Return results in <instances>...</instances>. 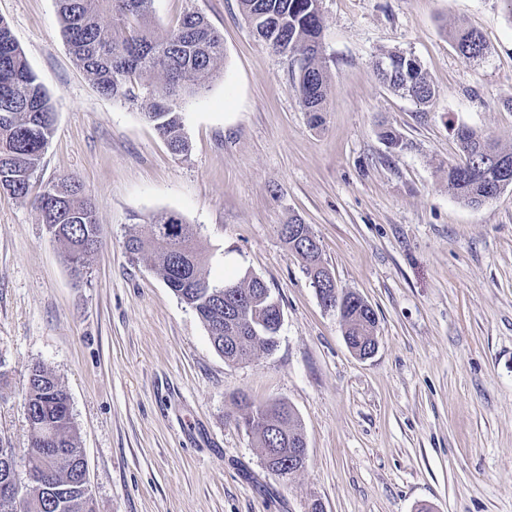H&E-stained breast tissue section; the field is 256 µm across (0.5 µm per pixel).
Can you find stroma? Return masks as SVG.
<instances>
[{"mask_svg":"<svg viewBox=\"0 0 512 512\" xmlns=\"http://www.w3.org/2000/svg\"><path fill=\"white\" fill-rule=\"evenodd\" d=\"M197 12L224 35L207 93L173 154L139 102L99 94L70 55L56 0H0L55 106L22 202L0 192V447L24 451L27 374L70 396L94 512H512V189L473 208L448 191L454 127L512 146V14L504 0H320L330 76L309 123L297 66L258 41L239 0H154L165 33ZM474 28L482 60L451 34ZM413 56L436 93L391 90L376 63ZM408 147L393 152L382 125ZM74 175L102 246L76 281L31 204ZM175 211L195 225L210 280L251 273L281 304L273 352L225 362L195 311L129 230ZM308 224L339 287L375 310L379 345L348 348L282 224ZM283 401L304 468L269 472L240 398Z\"/></svg>","mask_w":512,"mask_h":512,"instance_id":"obj_1","label":"stroma"}]
</instances>
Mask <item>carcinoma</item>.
Returning <instances> with one entry per match:
<instances>
[{
  "mask_svg": "<svg viewBox=\"0 0 512 512\" xmlns=\"http://www.w3.org/2000/svg\"><path fill=\"white\" fill-rule=\"evenodd\" d=\"M318 0H239L254 36L276 52L299 58L297 88L310 124L323 123L328 75L320 60L321 15ZM154 0H57L62 36L77 65L104 96L140 103L145 118L182 154L188 144L182 132L183 106L207 90L224 59L223 34L197 13L185 14L177 25L159 36L152 27ZM455 48L468 59L486 54L483 36L471 30L452 35ZM383 83L420 104L429 102L434 88L420 63L403 52L391 53L377 63ZM161 84L154 83V78ZM51 97L38 80L8 25L0 19V191L16 199L29 195L30 178L54 134ZM455 136L460 160L448 165V192L470 207L491 200L490 189L499 179L498 160L512 165V149L469 127ZM382 139L393 151L407 148L402 136L384 128ZM41 222L69 264L76 280L84 277L87 257L99 248L97 219L83 185L73 177L49 183L35 200ZM169 224L179 232L155 234ZM285 241L301 258L317 287L328 269L321 249L305 246L313 236L309 225L292 220ZM126 252L134 259L149 256L154 270L174 295L190 306L207 328L215 350L231 363L250 361L256 352H271L272 323L282 314L277 300L262 279L249 273L235 280L251 298L253 308L237 311L224 298V285L211 282L197 244V229L181 215L170 212L128 235ZM356 293L336 288L331 300L344 325V336L354 349L377 331L374 309ZM242 423L256 437L258 447L279 449L271 469L283 476L288 452L299 441L301 424L284 402L255 403L241 398ZM24 414L31 439L24 455L0 448V512H93V502L80 488V460L70 398L58 380L41 367L29 371ZM45 459L48 483L18 482V468H30Z\"/></svg>",
  "mask_w": 512,
  "mask_h": 512,
  "instance_id": "cac0c4a2",
  "label": "carcinoma"
}]
</instances>
